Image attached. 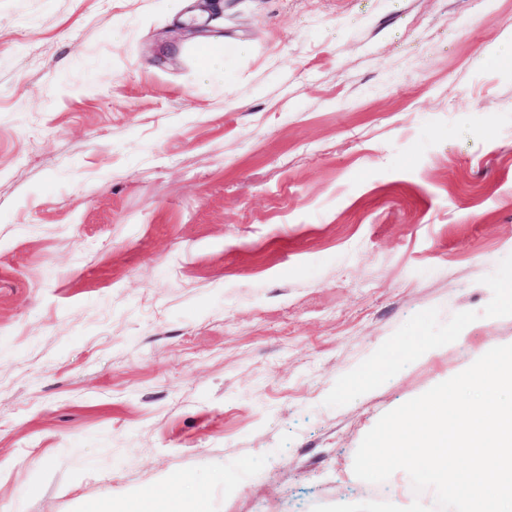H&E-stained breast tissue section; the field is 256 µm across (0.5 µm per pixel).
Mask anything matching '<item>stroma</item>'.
<instances>
[{
    "label": "stroma",
    "instance_id": "stroma-1",
    "mask_svg": "<svg viewBox=\"0 0 512 512\" xmlns=\"http://www.w3.org/2000/svg\"><path fill=\"white\" fill-rule=\"evenodd\" d=\"M182 2L0 0V512L389 502L366 433L512 344V0ZM205 41L204 46L200 42ZM191 46H200L204 49L203 56L198 62V73L205 82L224 80V46L209 39L191 41Z\"/></svg>",
    "mask_w": 512,
    "mask_h": 512
}]
</instances>
